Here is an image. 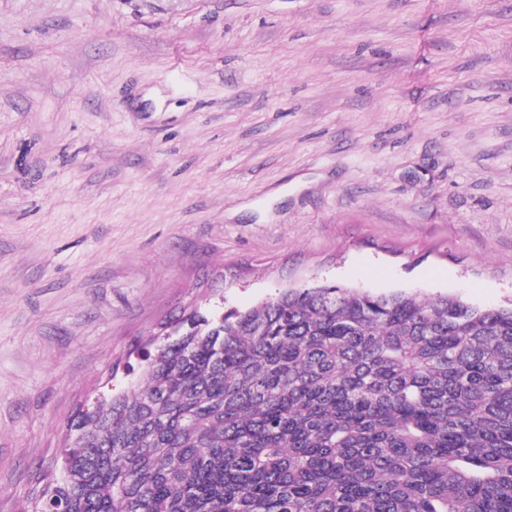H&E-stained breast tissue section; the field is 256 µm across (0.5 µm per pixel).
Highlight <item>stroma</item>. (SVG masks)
<instances>
[{
    "instance_id": "35a3bbf8",
    "label": "stroma",
    "mask_w": 512,
    "mask_h": 512,
    "mask_svg": "<svg viewBox=\"0 0 512 512\" xmlns=\"http://www.w3.org/2000/svg\"><path fill=\"white\" fill-rule=\"evenodd\" d=\"M512 304V0H0V512L168 320Z\"/></svg>"
}]
</instances>
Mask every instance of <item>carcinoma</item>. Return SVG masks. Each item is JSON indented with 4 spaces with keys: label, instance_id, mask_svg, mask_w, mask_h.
<instances>
[{
    "label": "carcinoma",
    "instance_id": "carcinoma-1",
    "mask_svg": "<svg viewBox=\"0 0 512 512\" xmlns=\"http://www.w3.org/2000/svg\"><path fill=\"white\" fill-rule=\"evenodd\" d=\"M157 347L43 512H512V306L290 289Z\"/></svg>",
    "mask_w": 512,
    "mask_h": 512
}]
</instances>
